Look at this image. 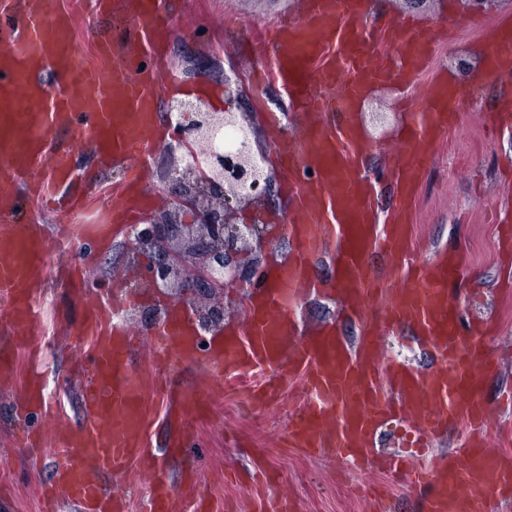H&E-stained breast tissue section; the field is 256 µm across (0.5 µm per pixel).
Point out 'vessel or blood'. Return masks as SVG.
<instances>
[{
  "instance_id": "obj_1",
  "label": "vessel or blood",
  "mask_w": 512,
  "mask_h": 512,
  "mask_svg": "<svg viewBox=\"0 0 512 512\" xmlns=\"http://www.w3.org/2000/svg\"><path fill=\"white\" fill-rule=\"evenodd\" d=\"M98 5L123 15L128 28L122 44L101 43L87 66L79 61L72 16L56 0H0L1 209L17 205L18 180L43 163L44 130L74 127L97 163L126 169L114 197L113 223L132 222L143 210L144 157L161 139L159 93L178 83L159 63L167 0ZM371 13L369 0H309L303 17L256 36V43L275 51L271 79L295 96L308 117L301 149L284 143L277 150L289 171L316 172L314 180L293 187L294 251L255 290L245 327L225 336L223 346L200 348L195 333L173 314L150 336L163 357L198 361L216 379L228 368L263 372V382L249 391L254 399L301 380L311 398L288 423L292 447L327 452L366 474L412 481L428 491L430 512H485L492 496H512V455L490 449L487 409L475 394L493 361L480 325L458 324L448 284L458 274L459 257L448 253L423 261L410 242L414 196L431 162L427 146L455 119L448 110V78L433 79L426 109L415 112L406 127V150L390 168L398 199L386 220H378L371 186L359 174L365 143L355 120L338 128L325 121L328 113L350 111L372 85L395 76L413 81L429 63V32L403 20L369 29ZM382 41L396 46L395 67L379 60ZM489 47L493 68L512 72V25L496 26ZM73 186L69 154L56 153L39 193L52 196L68 188L72 210L79 201ZM373 250L388 261L390 278L381 279L369 266L366 256ZM324 253L336 267L342 300L356 310L369 304L379 321L410 327L435 356V371L421 372L406 361L382 363L379 338L369 330L354 345L332 327L290 339L289 308L300 291L321 288L311 261ZM43 271L35 226L0 228V302L10 308V328L36 325ZM139 301L138 295L117 291L84 318L80 334L94 348L92 373L82 388L84 421L17 439L26 448L52 444L60 452L46 507L128 512L126 495L107 488L103 476L139 463L149 476L147 512H174L177 487L145 448L142 384L128 355L132 331L118 319L123 308ZM395 415L412 417L426 446L448 427L468 423L464 464L448 459L414 466L402 454L376 450L381 423Z\"/></svg>"
}]
</instances>
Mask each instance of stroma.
Wrapping results in <instances>:
<instances>
[{"label":"stroma","mask_w":512,"mask_h":512,"mask_svg":"<svg viewBox=\"0 0 512 512\" xmlns=\"http://www.w3.org/2000/svg\"><path fill=\"white\" fill-rule=\"evenodd\" d=\"M58 2L73 17L82 63H93L97 40L114 35L116 20L96 14L92 0ZM173 4L163 54L181 82H201L220 90L225 75L236 71L242 76L238 83L242 104L254 115L260 141L269 153L265 167L280 188L263 213L276 225L267 259L287 258L294 244L284 223L294 216L293 202L285 187L287 176L271 153L281 139L300 140L306 116L278 82H254V72L268 62L252 54L248 44L255 31L302 15L308 0H173ZM375 5L383 20L422 23L435 32L436 39L430 72L409 86L396 79L377 86L356 106L368 147L363 172L379 180L377 210L389 211L395 193L384 172L400 148L409 111L422 108L434 74L453 77L457 121L429 147L433 161L417 190L412 242L428 258L442 250L461 258L462 267L448 286L449 294L459 303L463 321L489 323L486 340L495 368L478 389L490 412L488 435L512 440V284L506 282L512 254L500 241L501 220L512 222V128L492 130L487 125L503 102H512V77L488 74L475 85L459 76L454 64L457 55L486 51L491 28L512 20V0H493L476 13L469 12L465 0H375ZM174 161L163 143L149 155L150 210L162 208L171 199L169 170ZM122 178L118 168L97 171L95 182L86 189L89 205L75 217L67 243L56 241L62 220L48 203L24 202L18 213L22 222L41 229L46 282L42 321L28 332L26 347L14 350L13 377L0 382V512H42V490L52 476L51 449L29 451L14 440L21 427L44 425L39 415L21 410L31 380L59 388L60 424L79 423V393L92 356L79 328L91 305L115 286L136 288L124 229L100 239L82 237L79 231L80 225L102 216L108 193ZM74 265L85 272L77 286L66 276ZM290 324L308 334L329 325L353 344L363 332L355 314L343 308L336 294L307 293L296 305ZM380 340L383 357L409 360L422 371L434 369L431 353L413 341L410 328L382 333ZM153 357L148 337H134L131 360L144 384L145 438L150 447L163 450L162 462L174 479L195 472L198 493H222L227 512H250V491L259 470L266 469L277 476L267 486V494L288 498L294 512H375L369 488L342 462L284 442L289 415L303 403L300 381H288L279 393L250 404L235 390L237 374L214 381L187 361L174 362L161 373L155 370ZM190 392L206 403L203 416L189 418L180 411V395ZM185 424L191 425L192 436L184 446L173 447ZM374 481L383 497L382 512H428L425 496L409 484L390 487L382 475Z\"/></svg>","instance_id":"35a3bbf8"}]
</instances>
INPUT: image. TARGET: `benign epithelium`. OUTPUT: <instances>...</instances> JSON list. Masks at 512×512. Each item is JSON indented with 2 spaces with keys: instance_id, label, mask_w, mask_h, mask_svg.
Instances as JSON below:
<instances>
[{
  "instance_id": "benign-epithelium-1",
  "label": "benign epithelium",
  "mask_w": 512,
  "mask_h": 512,
  "mask_svg": "<svg viewBox=\"0 0 512 512\" xmlns=\"http://www.w3.org/2000/svg\"><path fill=\"white\" fill-rule=\"evenodd\" d=\"M177 145L187 150L171 171L174 206L147 217L127 233L133 256L154 254L144 283L170 294L210 332L224 322V289L262 284L269 244L257 224L234 222L231 202L257 208L275 192L261 161L257 127L247 112H213L203 98L172 101ZM192 222L182 223V213ZM256 258L245 265L243 248Z\"/></svg>"
}]
</instances>
